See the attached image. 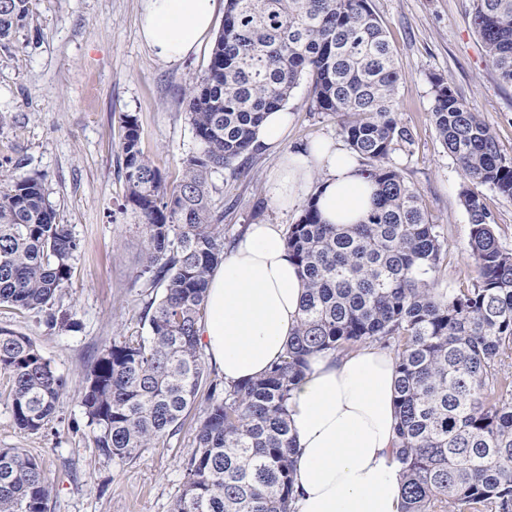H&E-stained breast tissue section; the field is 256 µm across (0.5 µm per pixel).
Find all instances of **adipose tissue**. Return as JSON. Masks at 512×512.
Wrapping results in <instances>:
<instances>
[{"label": "adipose tissue", "instance_id": "adipose-tissue-1", "mask_svg": "<svg viewBox=\"0 0 512 512\" xmlns=\"http://www.w3.org/2000/svg\"><path fill=\"white\" fill-rule=\"evenodd\" d=\"M223 0H143L140 36L153 55L177 63L212 32ZM288 114H267L254 147L279 151L266 194L285 208L315 192L323 222L356 224L373 206L374 184L349 150L322 139L283 150ZM322 172L312 187L314 172ZM305 291L279 224L248 225L212 273L198 343L225 386L256 378L282 355L301 318ZM392 354L375 345L339 356H309L293 392L294 512H401V466L393 454L397 423Z\"/></svg>", "mask_w": 512, "mask_h": 512}]
</instances>
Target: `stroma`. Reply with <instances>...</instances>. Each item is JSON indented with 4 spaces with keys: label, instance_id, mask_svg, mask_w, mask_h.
Here are the masks:
<instances>
[{
    "label": "stroma",
    "instance_id": "stroma-1",
    "mask_svg": "<svg viewBox=\"0 0 512 512\" xmlns=\"http://www.w3.org/2000/svg\"><path fill=\"white\" fill-rule=\"evenodd\" d=\"M370 6L402 73L398 118L413 136L412 146L395 151L389 163L441 228L447 252L438 290L467 287L478 276L460 201L468 181L437 136L429 77L448 79L509 160L512 85L499 80L485 57L471 25L473 0H370ZM141 10L142 0H34L26 27L0 48V166L19 163L24 172L42 174L58 222L80 242L55 303L71 327L51 329L41 312L0 307V328L29 336L66 380L54 418L30 433L16 426L11 382L0 373V448L20 449L40 462L53 487L49 512H173L207 405L199 398L164 443L123 459L99 451L98 429L82 406L86 375L101 349L148 335L162 296L161 285L137 274L144 238L121 210L120 117L136 116L144 154L166 186L176 185L196 148L184 89L204 74L213 47L207 40L185 61H159L139 37ZM310 89L302 79L285 106V149L341 138L339 118L317 111ZM277 159V152L253 151L238 160L243 175L213 176L227 239L257 222H297L302 202L277 208L266 196Z\"/></svg>",
    "mask_w": 512,
    "mask_h": 512
}]
</instances>
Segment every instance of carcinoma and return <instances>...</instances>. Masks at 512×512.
<instances>
[{
	"mask_svg": "<svg viewBox=\"0 0 512 512\" xmlns=\"http://www.w3.org/2000/svg\"><path fill=\"white\" fill-rule=\"evenodd\" d=\"M32 0H0V46L24 27ZM485 57L512 85V0H474ZM320 112L347 117L340 132L368 162L375 202L359 224H325L315 200L285 244L305 283L302 319L267 373L217 393L194 432L195 450L174 512H291L294 439L288 421L306 357L364 345L393 351L396 457L404 512H512V252L482 197L461 192L479 275L434 288L445 242L416 191L388 165L413 144L397 119L402 74L368 0H228L205 73L185 89L197 151L165 186L140 150L137 119L122 118L126 204L145 242L139 275L164 293L150 335L112 343L86 377L82 404L99 450L129 457L182 425L204 377L196 325L210 271L224 259V213L212 176L236 172L266 113L284 107L302 77ZM442 145L472 184L512 197V161L489 127L440 74L429 77ZM80 242L56 221L43 178L0 179V306L39 310L46 324ZM0 371L11 381L16 425L35 433L56 412L66 380L27 336L0 329ZM52 486L37 460L0 448V512H48Z\"/></svg>",
	"mask_w": 512,
	"mask_h": 512,
	"instance_id": "carcinoma-1",
	"label": "carcinoma"
}]
</instances>
